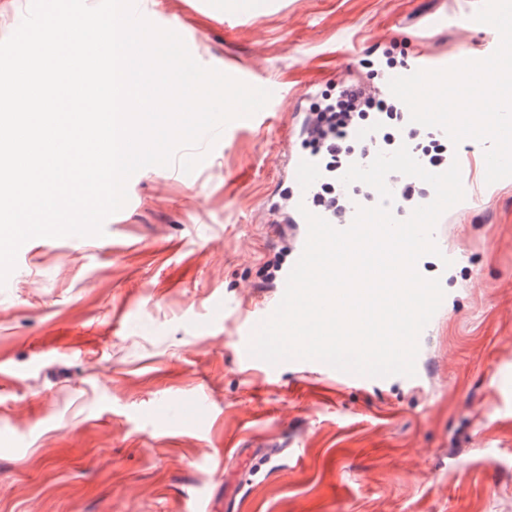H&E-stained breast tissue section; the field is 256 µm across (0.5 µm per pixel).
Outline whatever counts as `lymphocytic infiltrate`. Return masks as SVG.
<instances>
[{"instance_id":"1","label":"lymphocytic infiltrate","mask_w":512,"mask_h":512,"mask_svg":"<svg viewBox=\"0 0 512 512\" xmlns=\"http://www.w3.org/2000/svg\"><path fill=\"white\" fill-rule=\"evenodd\" d=\"M372 111L393 120L392 130L376 128L373 143L353 144L349 138L350 127L355 121L365 119ZM399 117L394 103L372 96L359 100L344 89L339 90L336 96L323 99L309 114L307 141L313 155L322 154L327 159L325 169L328 177L322 183L320 193L315 196L317 205L335 213L337 217H344L347 207L340 204L336 193V172L353 160L370 163L377 153L396 143H406L418 162L433 166L443 161L448 147L447 136L436 130L420 133L409 129L400 123Z\"/></svg>"}]
</instances>
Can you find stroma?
Listing matches in <instances>:
<instances>
[{"label": "stroma", "instance_id": "1", "mask_svg": "<svg viewBox=\"0 0 512 512\" xmlns=\"http://www.w3.org/2000/svg\"><path fill=\"white\" fill-rule=\"evenodd\" d=\"M234 5L144 0L202 66L277 86L263 119L192 173L137 172L103 237L28 240L0 288V512H512V179L486 183L484 143L457 149L475 202L443 215L452 265L418 262L448 291L419 384L239 355L300 242L265 201L308 93L371 74L376 41L397 63L481 59L488 30L470 0H277L225 21Z\"/></svg>", "mask_w": 512, "mask_h": 512}]
</instances>
